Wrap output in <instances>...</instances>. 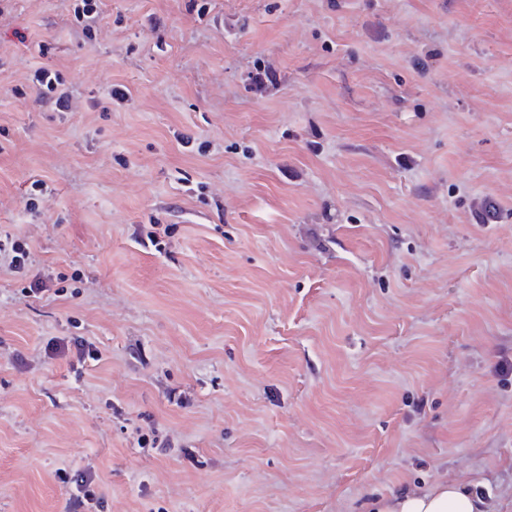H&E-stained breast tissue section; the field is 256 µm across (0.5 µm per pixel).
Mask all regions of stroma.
Listing matches in <instances>:
<instances>
[{"label": "stroma", "instance_id": "stroma-1", "mask_svg": "<svg viewBox=\"0 0 512 512\" xmlns=\"http://www.w3.org/2000/svg\"><path fill=\"white\" fill-rule=\"evenodd\" d=\"M74 4L0 0V512H512V0ZM74 7V17L81 23L86 35L92 37L93 24L99 16L100 0H77ZM31 81L45 100L60 111L71 108V95L63 75L56 70L40 67L33 71ZM29 251L17 242V240L6 237L0 239V265L4 264L14 273H20L29 261ZM92 482L91 475H81L80 480L76 483L78 494L72 498L70 503L71 512H91L92 505L97 507L96 503L99 501L91 488ZM370 508L372 511L367 512H488L483 499L448 478L421 491L374 498Z\"/></svg>", "mask_w": 512, "mask_h": 512}]
</instances>
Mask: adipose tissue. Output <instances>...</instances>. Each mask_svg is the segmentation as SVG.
<instances>
[{
	"instance_id": "1",
	"label": "adipose tissue",
	"mask_w": 512,
	"mask_h": 512,
	"mask_svg": "<svg viewBox=\"0 0 512 512\" xmlns=\"http://www.w3.org/2000/svg\"><path fill=\"white\" fill-rule=\"evenodd\" d=\"M372 512H486L483 499L453 480H442L412 492L393 493L373 499Z\"/></svg>"
}]
</instances>
